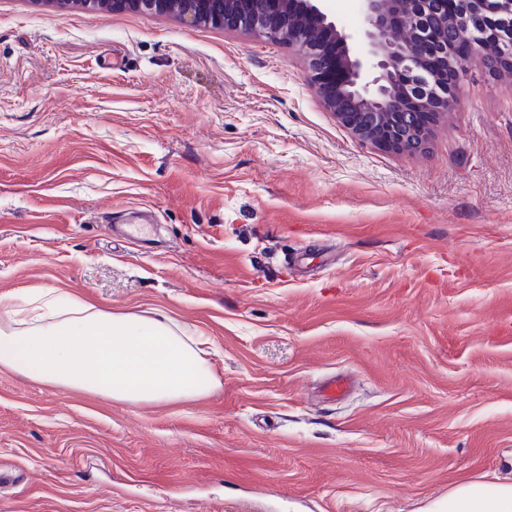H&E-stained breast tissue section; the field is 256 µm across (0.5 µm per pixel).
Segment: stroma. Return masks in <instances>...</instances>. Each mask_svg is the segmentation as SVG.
Segmentation results:
<instances>
[{
	"label": "stroma",
	"mask_w": 512,
	"mask_h": 512,
	"mask_svg": "<svg viewBox=\"0 0 512 512\" xmlns=\"http://www.w3.org/2000/svg\"><path fill=\"white\" fill-rule=\"evenodd\" d=\"M323 5L364 55L360 0ZM46 288L165 311L221 387L133 407L0 372V512H425L511 478L512 77L472 61L395 153L285 44L0 0V301Z\"/></svg>",
	"instance_id": "stroma-1"
}]
</instances>
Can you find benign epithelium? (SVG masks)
<instances>
[{"label": "benign epithelium", "mask_w": 512, "mask_h": 512, "mask_svg": "<svg viewBox=\"0 0 512 512\" xmlns=\"http://www.w3.org/2000/svg\"><path fill=\"white\" fill-rule=\"evenodd\" d=\"M322 0H104L109 12L164 13L184 23H208L230 31L283 41L304 60L303 78L325 108L361 143L395 152H423L441 112L457 101L465 64L486 59L483 32L493 29L512 73V0H455L451 17L432 22L439 0H361L367 52L336 60L332 47L349 35L321 6ZM482 30L458 54L448 55V25ZM370 112H352L345 96Z\"/></svg>", "instance_id": "7a95c632"}]
</instances>
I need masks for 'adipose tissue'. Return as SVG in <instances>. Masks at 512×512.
Masks as SVG:
<instances>
[{
  "mask_svg": "<svg viewBox=\"0 0 512 512\" xmlns=\"http://www.w3.org/2000/svg\"><path fill=\"white\" fill-rule=\"evenodd\" d=\"M208 344L164 311L114 313L52 289L22 325L0 326V371L130 406L185 402L220 387ZM428 512H512V479L458 482Z\"/></svg>",
  "mask_w": 512,
  "mask_h": 512,
  "instance_id": "1",
  "label": "adipose tissue"
}]
</instances>
